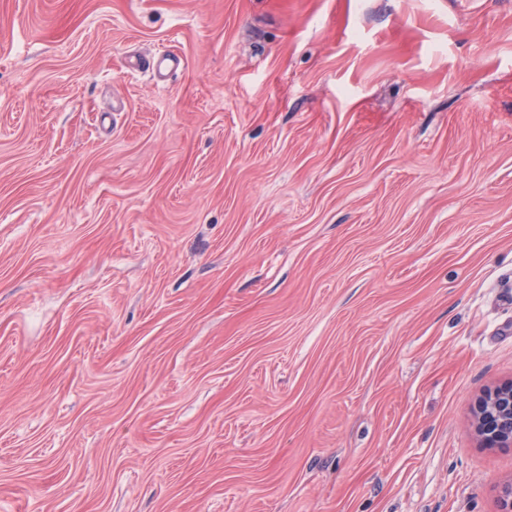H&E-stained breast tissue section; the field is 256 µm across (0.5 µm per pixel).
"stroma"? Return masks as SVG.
Returning a JSON list of instances; mask_svg holds the SVG:
<instances>
[{
    "mask_svg": "<svg viewBox=\"0 0 512 512\" xmlns=\"http://www.w3.org/2000/svg\"><path fill=\"white\" fill-rule=\"evenodd\" d=\"M507 381L512 0H0V512H499ZM474 424L487 445L512 447V382L496 387L480 400Z\"/></svg>",
    "mask_w": 512,
    "mask_h": 512,
    "instance_id": "stroma-1",
    "label": "stroma"
}]
</instances>
